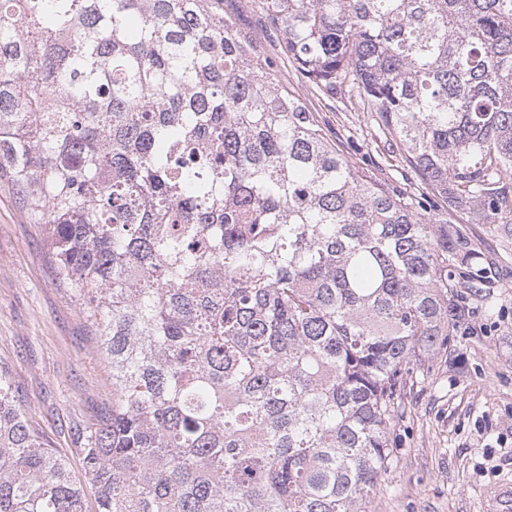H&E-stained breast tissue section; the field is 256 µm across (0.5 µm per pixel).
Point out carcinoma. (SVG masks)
I'll use <instances>...</instances> for the list:
<instances>
[{
    "label": "carcinoma",
    "instance_id": "1",
    "mask_svg": "<svg viewBox=\"0 0 512 512\" xmlns=\"http://www.w3.org/2000/svg\"><path fill=\"white\" fill-rule=\"evenodd\" d=\"M474 221L512 213V0H262ZM224 0H0V182L100 334L95 512H366L480 253L322 136ZM0 512H86L0 367Z\"/></svg>",
    "mask_w": 512,
    "mask_h": 512
}]
</instances>
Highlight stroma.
I'll return each mask as SVG.
<instances>
[{"label":"stroma","mask_w":512,"mask_h":512,"mask_svg":"<svg viewBox=\"0 0 512 512\" xmlns=\"http://www.w3.org/2000/svg\"><path fill=\"white\" fill-rule=\"evenodd\" d=\"M224 17L260 42L277 84L300 97L323 137L356 169L391 193L422 201L433 218L468 234L483 259L477 289H463L465 317L447 345L412 365L389 430L388 473L373 512H482L484 489L512 482V216L470 222L449 208L378 125L377 114L340 88L316 87L278 48L260 0H224ZM16 194L0 183V366L32 429L82 477L78 432L112 406L98 332L61 284L45 244Z\"/></svg>","instance_id":"35a3bbf8"}]
</instances>
